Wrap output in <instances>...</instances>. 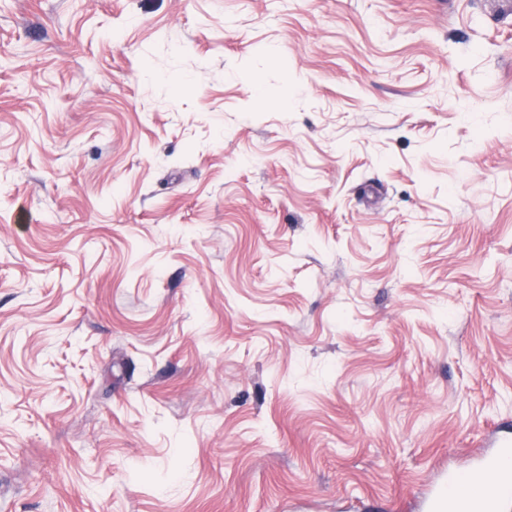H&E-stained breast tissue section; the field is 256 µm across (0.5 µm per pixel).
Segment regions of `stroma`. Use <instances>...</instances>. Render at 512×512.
Returning <instances> with one entry per match:
<instances>
[{
  "instance_id": "1",
  "label": "stroma",
  "mask_w": 512,
  "mask_h": 512,
  "mask_svg": "<svg viewBox=\"0 0 512 512\" xmlns=\"http://www.w3.org/2000/svg\"><path fill=\"white\" fill-rule=\"evenodd\" d=\"M512 425V0H0V512H421Z\"/></svg>"
}]
</instances>
